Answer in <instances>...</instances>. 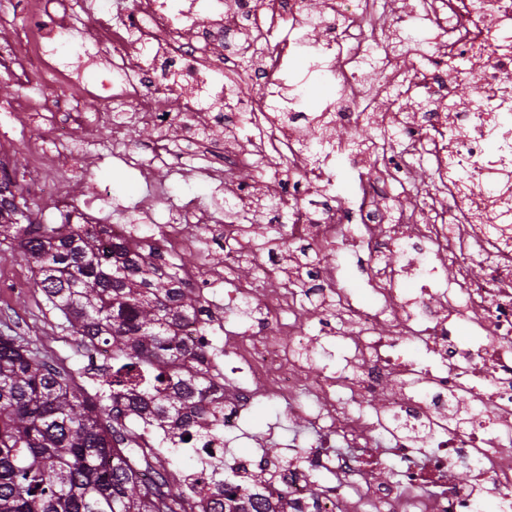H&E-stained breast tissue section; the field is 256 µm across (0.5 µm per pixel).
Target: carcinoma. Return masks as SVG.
Returning a JSON list of instances; mask_svg holds the SVG:
<instances>
[{
  "instance_id": "cac0c4a2",
  "label": "carcinoma",
  "mask_w": 512,
  "mask_h": 512,
  "mask_svg": "<svg viewBox=\"0 0 512 512\" xmlns=\"http://www.w3.org/2000/svg\"><path fill=\"white\" fill-rule=\"evenodd\" d=\"M0 183V244L36 268L51 309L90 350L112 349V365L91 393L72 375L39 360L17 336L0 335V512H263L246 491L217 478L222 457L207 463L204 488L169 466L144 478L147 459L133 447L152 430L160 448L201 439L224 420V394L188 364L205 354L180 338L200 300L126 243L99 245L95 226L43 224L25 198ZM139 422L141 430L126 420Z\"/></svg>"
}]
</instances>
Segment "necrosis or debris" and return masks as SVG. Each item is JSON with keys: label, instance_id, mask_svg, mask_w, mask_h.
Listing matches in <instances>:
<instances>
[{"label": "necrosis or debris", "instance_id": "necrosis-or-debris-1", "mask_svg": "<svg viewBox=\"0 0 512 512\" xmlns=\"http://www.w3.org/2000/svg\"><path fill=\"white\" fill-rule=\"evenodd\" d=\"M290 59L333 87L325 105L293 93ZM0 69L47 128L25 145L28 170L70 223L101 224L112 202L103 186L70 192L76 162L103 144L96 118L68 106L93 96L113 144L130 122L154 130L147 180L172 157L217 182L254 171L242 204L259 177L282 184L267 231L309 246L314 294L269 257L239 280L250 242L220 210L182 205L143 236L128 227L148 210L127 211L100 234L149 261L223 245L178 271L204 308L182 340L221 353L197 362L224 390L207 446L223 451L264 403L314 431L287 462L261 448L234 458V484L277 512H512V0H0ZM463 74L478 97L456 95ZM244 77L265 86L261 102ZM370 84L385 109L367 107ZM226 306L244 316L231 330ZM332 338L342 362L316 365L311 344Z\"/></svg>", "mask_w": 512, "mask_h": 512}]
</instances>
